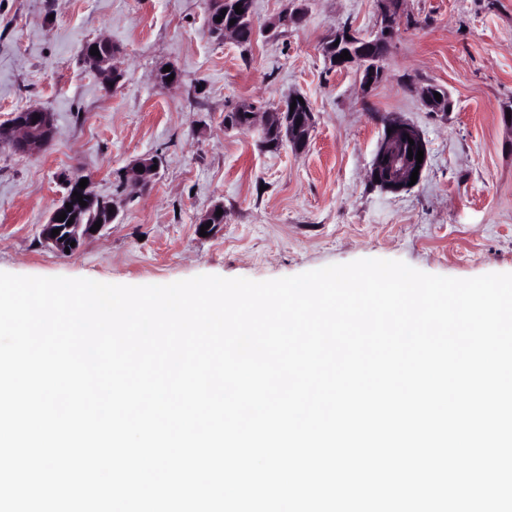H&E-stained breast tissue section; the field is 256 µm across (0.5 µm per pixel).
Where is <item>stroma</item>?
I'll return each instance as SVG.
<instances>
[{"mask_svg": "<svg viewBox=\"0 0 512 512\" xmlns=\"http://www.w3.org/2000/svg\"><path fill=\"white\" fill-rule=\"evenodd\" d=\"M302 5L300 24L266 34ZM211 0H5L0 7V123L36 107L54 137L22 157L0 146V272L163 285L197 275L256 281L358 259L400 260L428 274L512 273V0H404L405 23L363 94L355 68L330 67L321 44L351 27L368 34L376 0H253L249 47L217 39ZM104 39L123 80L108 90L81 59ZM178 85L155 81L160 67ZM443 86L446 115L417 87ZM292 93L314 114L307 146H267L224 114L262 112ZM410 123L428 162L413 187L371 178L380 115ZM160 157L154 185L134 189L133 160ZM82 173L116 201L117 220L63 254L41 226ZM224 222L200 236L216 202Z\"/></svg>", "mask_w": 512, "mask_h": 512, "instance_id": "stroma-1", "label": "stroma"}]
</instances>
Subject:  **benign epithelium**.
<instances>
[{
	"label": "benign epithelium",
	"instance_id": "1",
	"mask_svg": "<svg viewBox=\"0 0 512 512\" xmlns=\"http://www.w3.org/2000/svg\"><path fill=\"white\" fill-rule=\"evenodd\" d=\"M404 0H377L378 6V25L374 33L365 36L351 29L339 30L332 35V38L339 41V44L351 48L360 42L369 43L373 46H382L387 44L397 33L404 16ZM213 7L211 14L219 16L221 11L232 13V16H223V29L216 31V34L224 39L227 37L236 38L238 23L247 21L254 23L252 16V6H242L243 13H235L236 3L232 0H212ZM235 19V24H230V19ZM329 64L335 68H346L354 66L358 68V76L361 91L368 93L372 90L375 70L382 66L383 58L379 57L373 62H368L363 58H353L351 60H335L333 57H327ZM87 63L97 73L99 79L104 85L112 83V78L120 74V70L114 65V59L104 57H89ZM295 95H290L282 105L276 110L252 113L247 118L245 127L259 128L262 138H267L269 134H278V142H287L292 149L297 150L300 144L306 141L312 112L310 107H305V111L300 113L299 119H294L290 113V106L293 103ZM419 100L421 104L431 112L448 111L449 97L445 96L441 100H436L431 88L425 86L419 90ZM386 133H384L379 149L374 157L371 169V175L378 176L377 185L389 191H400L408 187L410 177L415 167L425 169L427 162L417 163L416 159L408 158V153H417V150H427V145L421 133L413 125L393 118L391 116L380 117ZM10 137L8 143L17 154L25 155L32 152L36 147L49 142L54 133V124L52 114L39 108H29L25 112H16L12 116L9 124ZM414 144H409V141ZM159 164V159L155 156H144L134 162L131 167V181L139 189L145 190L157 176V171L152 166ZM80 178L75 177L68 183V191L63 203L54 209L48 223L41 225V235L45 241L51 243L56 249L60 250L63 245H80V243L92 236L89 224H72L67 226L57 222V217L66 210V204L78 203L72 193L77 191L83 196V200H99L100 205L106 209L113 208V203L98 198L89 188L81 189L78 187ZM60 229V234L51 236L52 230Z\"/></svg>",
	"mask_w": 512,
	"mask_h": 512
}]
</instances>
